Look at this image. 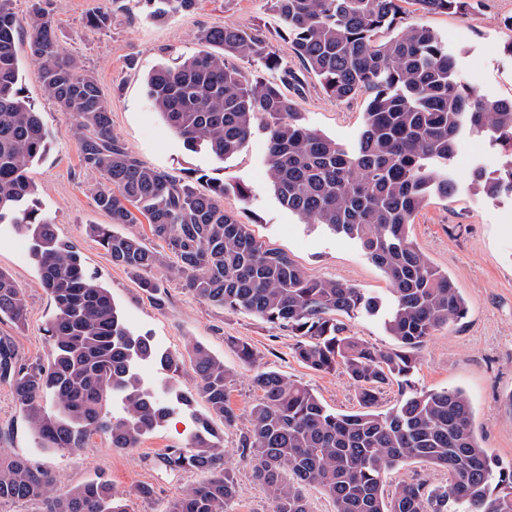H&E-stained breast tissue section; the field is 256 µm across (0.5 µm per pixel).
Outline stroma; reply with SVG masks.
I'll return each instance as SVG.
<instances>
[{"instance_id":"35a3bbf8","label":"stroma","mask_w":512,"mask_h":512,"mask_svg":"<svg viewBox=\"0 0 512 512\" xmlns=\"http://www.w3.org/2000/svg\"><path fill=\"white\" fill-rule=\"evenodd\" d=\"M42 6L63 53L97 76L111 105L113 133L142 162L177 177L200 171L224 182L228 187L225 210L249 224L266 246L288 253L307 275L337 279L371 295H388V279L354 240L325 226L303 223L275 197L267 180L263 123H255L242 153L219 161L188 150L147 101V73L158 64L197 52L194 34L204 27L243 26L267 39L289 67H298L290 41L281 35L282 23L266 0H199L195 9L162 21L148 19L133 4L115 12L111 26L102 30L87 28L85 17L110 8V0H42ZM511 16L512 0H477L475 10L465 16L426 13L411 5L402 24H420L434 31L453 52L462 78L477 94L512 99V56L504 50L512 41V31L503 25ZM17 54L24 93L40 112L47 133V151L27 175L58 236L77 245L85 266L111 291L124 322L150 336L160 349L179 351L192 340L223 357L235 375L228 397L239 416H247L257 396L252 384L257 367L277 370L307 385L330 410H357L352 380L341 371L316 372L299 363L291 350L295 339L287 331L251 315L215 309L163 270L156 277L167 292V303L157 309L136 280L112 263L86 230L87 225L110 221L89 193L99 176L83 168L72 123L45 93L26 38H19ZM304 82V93L295 98L302 123L345 148L355 147L368 96L340 101L329 97L316 78L308 76ZM506 153L492 133L465 135L452 162L458 182L455 195L431 197L410 227L413 242L435 267L448 273L467 308L464 318L439 328L419 349L410 381L420 390H463L474 409L476 435L503 466L512 464V196L490 198L477 193L471 173L477 167L489 172L497 169ZM238 184L249 188L248 202H241L234 193ZM0 270L11 275L28 298L26 323L20 326L1 319L0 341L12 347L20 362H47L50 345L45 328L55 304L40 284L27 240L8 224H0ZM234 339L252 346L255 367L241 364L230 345ZM207 413L206 402L195 399L131 449H113L107 437L97 433L81 452L44 451L37 448L10 386L0 382V453L35 462L64 486L104 475L118 492L131 495L133 512H163L199 476L169 470L161 458L168 449L185 447L196 418ZM234 472L235 512H271L266 491L253 478L250 466L237 463ZM142 485L152 488L150 499L135 497Z\"/></svg>"}]
</instances>
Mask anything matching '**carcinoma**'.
I'll use <instances>...</instances> for the list:
<instances>
[{
  "label": "carcinoma",
  "instance_id": "obj_1",
  "mask_svg": "<svg viewBox=\"0 0 512 512\" xmlns=\"http://www.w3.org/2000/svg\"><path fill=\"white\" fill-rule=\"evenodd\" d=\"M30 2L29 56L40 65L44 91L73 123L82 166L100 175L91 196L112 223L87 230L112 264L131 273L159 309L167 293L154 272L167 269L211 306L287 330L296 338L297 361L317 372L341 369L357 387L361 410L341 414L278 371H254L260 397L247 415L239 456L264 487L272 512H311L305 495L310 485L332 500L334 512H512V468L498 466L477 439L463 391L410 386L393 408L376 410L383 386L408 382L418 349L434 331L466 314L448 274L413 243L410 224L431 194H455L449 163L465 133L490 131L497 141L512 137V99L477 95L431 29L409 26L387 41L379 33L396 28L405 3L426 13L467 15L474 0H267L303 70L318 77L329 96L368 94L352 150L300 122L284 92L302 89L299 73L265 38L240 26L198 30L194 39L202 50L159 64L145 78L151 107L194 152L231 158L247 147L256 120H263L274 195L304 223L356 240L391 282L388 299L310 277L286 252L265 246L224 209V182L202 191L191 177L142 163L112 132L110 104L95 75L60 52L40 0ZM134 2L146 17L163 20L193 9L197 0ZM111 23L109 10L86 17L93 29ZM17 37L11 0H0V224L29 240L55 314L46 328L49 362L21 363L0 345V380L12 388L41 447L80 451L95 431L124 450L137 447L171 415L136 364L176 372L188 356L196 394L177 393L175 399L188 407L197 395L209 416L196 419L188 446L165 453L162 462L173 471H197L201 480L166 512H233L237 482L211 421L233 426L239 420L228 400L234 374L200 343L186 342L182 354L162 351L129 329L76 246L56 235L26 175L45 154L47 136L40 112L23 95ZM237 59L256 63L270 77L240 69ZM472 181L488 197L512 194V153L490 174L473 170ZM144 221L161 248L131 230ZM118 226L129 231L118 232ZM338 314L382 316L399 347L384 351L346 334ZM0 317L17 325L27 317L24 290L2 271ZM114 394L124 399L121 417L105 410ZM413 460L447 470L448 484L402 483L385 493L386 473ZM3 499L38 502L40 512H130L127 497L104 476L61 490L49 472L1 454Z\"/></svg>",
  "mask_w": 512,
  "mask_h": 512
}]
</instances>
